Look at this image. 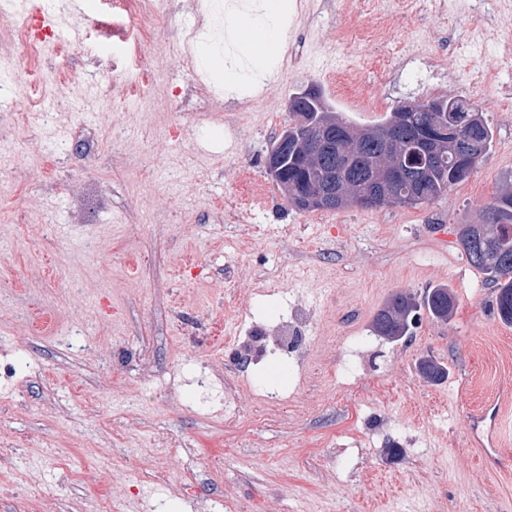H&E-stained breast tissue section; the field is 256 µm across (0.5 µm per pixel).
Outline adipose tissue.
<instances>
[{"label": "adipose tissue", "mask_w": 512, "mask_h": 512, "mask_svg": "<svg viewBox=\"0 0 512 512\" xmlns=\"http://www.w3.org/2000/svg\"><path fill=\"white\" fill-rule=\"evenodd\" d=\"M284 6V0H272L265 19L260 22L240 13L224 15L225 29L233 35L239 53L254 67H263L274 48L285 40L288 16Z\"/></svg>", "instance_id": "adipose-tissue-1"}]
</instances>
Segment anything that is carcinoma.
I'll return each instance as SVG.
<instances>
[{
    "label": "carcinoma",
    "instance_id": "1",
    "mask_svg": "<svg viewBox=\"0 0 512 512\" xmlns=\"http://www.w3.org/2000/svg\"><path fill=\"white\" fill-rule=\"evenodd\" d=\"M449 112H429L426 103H404L378 123L358 128L330 111L322 92L308 89L289 100L288 126L273 142L278 153L288 139V156L281 162L288 185L303 191L334 189L364 197L375 192L379 181L392 168L401 150L420 141L426 132L443 137L447 146L422 166L419 176L405 184L412 190L408 206L431 204L452 186L467 180L478 163L464 156L473 148L485 158L493 143V132L482 113L464 99L439 96ZM314 144L319 152L310 165L300 156L301 147ZM459 244L475 268L496 288L500 320L512 324V189L498 194L486 208L481 223L463 224ZM439 320L453 313L455 299L446 287H436L418 302L409 292L392 295L375 315L373 335L396 343L409 335L411 319L420 308ZM422 377L430 382L443 378L447 367L432 358L421 360Z\"/></svg>",
    "mask_w": 512,
    "mask_h": 512
}]
</instances>
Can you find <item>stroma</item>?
Wrapping results in <instances>:
<instances>
[{
	"instance_id": "obj_1",
	"label": "stroma",
	"mask_w": 512,
	"mask_h": 512,
	"mask_svg": "<svg viewBox=\"0 0 512 512\" xmlns=\"http://www.w3.org/2000/svg\"><path fill=\"white\" fill-rule=\"evenodd\" d=\"M228 4L267 2L216 0L200 41L232 58ZM371 4L288 0L281 50L231 88L170 53L194 22L180 0H155L145 31L96 0L34 54L0 16V63L17 70L0 154L21 161L0 180V512H512V464L486 467L475 432L490 404L512 421V324L486 315L495 290L457 241L512 185V67L464 19L363 37ZM420 39L490 124L489 155L429 205L291 209L265 169L289 97L314 85L351 123L382 121L431 97L417 61L379 94ZM482 69L491 83L473 82ZM37 88L47 126L19 112ZM438 285L448 320L373 335L394 292ZM295 308L301 364L240 370L234 339ZM428 356L447 377L423 379Z\"/></svg>"
}]
</instances>
